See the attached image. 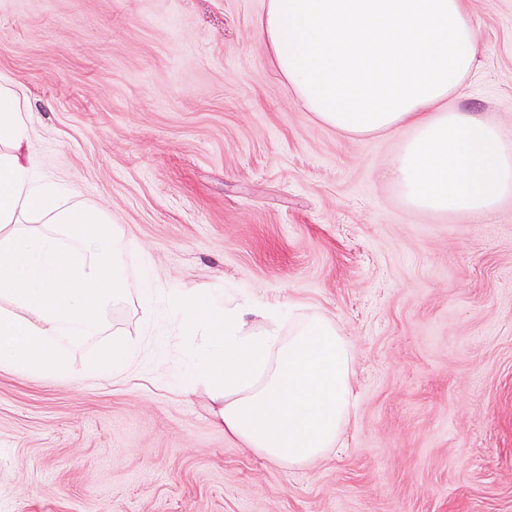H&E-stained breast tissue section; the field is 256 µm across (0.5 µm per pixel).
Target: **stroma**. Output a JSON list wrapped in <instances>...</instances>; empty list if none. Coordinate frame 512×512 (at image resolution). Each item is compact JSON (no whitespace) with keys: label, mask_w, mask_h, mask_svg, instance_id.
I'll return each instance as SVG.
<instances>
[{"label":"stroma","mask_w":512,"mask_h":512,"mask_svg":"<svg viewBox=\"0 0 512 512\" xmlns=\"http://www.w3.org/2000/svg\"><path fill=\"white\" fill-rule=\"evenodd\" d=\"M264 0H0V83L32 116L38 172L124 235L113 340L141 363L66 383L0 369V512H512V203L491 220L408 208L399 138L301 111L257 33ZM488 52L459 108L512 138V0H469ZM290 301L353 351L357 412L289 468L225 436L187 339L138 288Z\"/></svg>","instance_id":"obj_1"}]
</instances>
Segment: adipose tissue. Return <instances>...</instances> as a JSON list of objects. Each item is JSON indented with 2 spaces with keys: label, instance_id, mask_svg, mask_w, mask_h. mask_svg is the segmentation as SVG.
Instances as JSON below:
<instances>
[{
  "label": "adipose tissue",
  "instance_id": "1",
  "mask_svg": "<svg viewBox=\"0 0 512 512\" xmlns=\"http://www.w3.org/2000/svg\"><path fill=\"white\" fill-rule=\"evenodd\" d=\"M257 30L301 110L359 141L402 136L390 176L411 209L475 218L512 197V139L455 105L487 51L466 0H267ZM30 138L24 98L0 84V369L66 381L63 342L100 335L125 294L124 245L111 214L36 174ZM139 298L190 339L183 389L207 387L225 433L285 466L335 448L356 402L334 319L205 288L168 295L147 274ZM140 354L113 342L84 373L121 378Z\"/></svg>",
  "mask_w": 512,
  "mask_h": 512
}]
</instances>
